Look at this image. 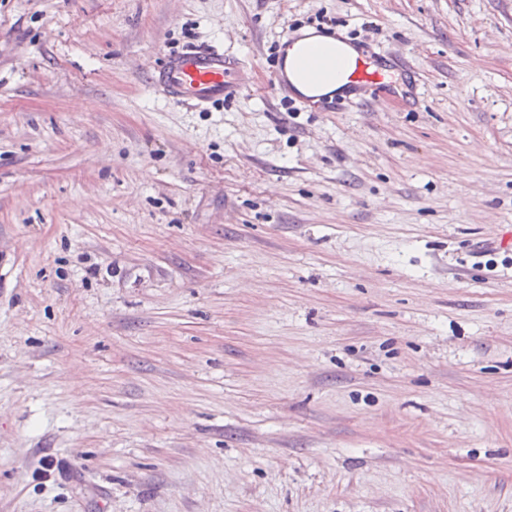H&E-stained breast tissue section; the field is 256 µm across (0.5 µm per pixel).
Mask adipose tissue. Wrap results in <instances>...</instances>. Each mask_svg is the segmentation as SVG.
<instances>
[{
    "mask_svg": "<svg viewBox=\"0 0 512 512\" xmlns=\"http://www.w3.org/2000/svg\"><path fill=\"white\" fill-rule=\"evenodd\" d=\"M312 48L325 55L327 66L334 69L333 75L322 77L317 84L296 65L297 59ZM357 54V48L341 35L315 29L302 31L299 38L284 51V71L290 89L296 95L312 99L347 91L349 68Z\"/></svg>",
    "mask_w": 512,
    "mask_h": 512,
    "instance_id": "obj_1",
    "label": "adipose tissue"
}]
</instances>
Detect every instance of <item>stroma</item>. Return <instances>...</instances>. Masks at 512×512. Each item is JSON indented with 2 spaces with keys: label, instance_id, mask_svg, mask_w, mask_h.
<instances>
[{
  "label": "stroma",
  "instance_id": "obj_1",
  "mask_svg": "<svg viewBox=\"0 0 512 512\" xmlns=\"http://www.w3.org/2000/svg\"><path fill=\"white\" fill-rule=\"evenodd\" d=\"M511 226L512 0H0V512H512ZM310 48H315L318 53L327 57L324 61L327 66H334V75L321 74L322 79L318 84H314L308 75L302 73L300 67L295 66V61L303 57ZM357 55L358 49L339 34L320 32L315 29L304 30L300 37L284 51L286 77L283 66L272 72L274 85L281 89L288 87L289 84L290 89L297 96L312 99L341 94L350 88L347 76L349 67ZM349 77L354 84L381 86L385 85L386 72L375 66L370 59L359 57ZM230 65L221 47H185L164 53L151 83L169 104L206 110L237 92Z\"/></svg>",
  "mask_w": 512,
  "mask_h": 512
}]
</instances>
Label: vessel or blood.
Masks as SVG:
<instances>
[{"label": "vessel or blood", "instance_id": "1", "mask_svg": "<svg viewBox=\"0 0 512 512\" xmlns=\"http://www.w3.org/2000/svg\"><path fill=\"white\" fill-rule=\"evenodd\" d=\"M230 71L223 48L190 46L164 53L151 83L168 103L205 110L236 93ZM385 77V71L365 57L356 59L350 73L353 83L364 85H383Z\"/></svg>", "mask_w": 512, "mask_h": 512}]
</instances>
